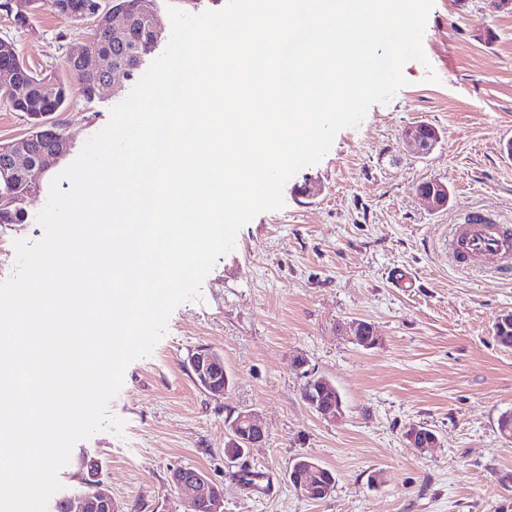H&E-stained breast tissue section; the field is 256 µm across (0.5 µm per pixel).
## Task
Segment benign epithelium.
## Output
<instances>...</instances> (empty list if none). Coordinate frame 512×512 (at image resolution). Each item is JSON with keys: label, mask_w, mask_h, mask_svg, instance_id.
I'll return each mask as SVG.
<instances>
[{"label": "benign epithelium", "mask_w": 512, "mask_h": 512, "mask_svg": "<svg viewBox=\"0 0 512 512\" xmlns=\"http://www.w3.org/2000/svg\"><path fill=\"white\" fill-rule=\"evenodd\" d=\"M97 65L105 74L103 90L114 85L115 77H127L125 69L116 66L112 57L98 56ZM32 73L28 66L10 69L0 79V92L16 84L20 78ZM44 130L40 136L27 134L0 146V180L9 182L17 175L20 166H26L28 186L19 194L0 195V213L15 210L25 214L27 200L40 191L39 178L53 164L64 157L65 148L71 146L70 135L66 131H57L49 119L40 123ZM405 139L410 147L421 154L430 152L439 142L438 130L427 124H418L405 131ZM417 194L432 210L448 206V186L439 180L427 181V187ZM345 335L356 344L371 348L376 345L375 327L365 320H353L345 326ZM188 366L195 382L213 395H223L230 386V378L224 370V358L209 349H199L190 355ZM303 385L304 401L310 409L332 422L340 420L344 410L340 394L334 384L326 377L312 372L306 373ZM228 431L227 458L236 461L240 451L255 448L262 444L266 431L256 413L239 411L226 422ZM406 440L412 448H428L438 443V436L425 434L419 427H412L406 434ZM80 473L84 490L68 497L71 512H118V506L112 496L100 489L101 464L95 458H84L80 462ZM288 483L297 491L310 497L315 493L322 496L331 494L336 485L335 476L321 463L311 457L294 459L287 469ZM172 481L181 489L192 493V508L202 501L209 505L210 512H224V488L214 483L206 472L194 467H178L172 472Z\"/></svg>", "instance_id": "obj_1"}]
</instances>
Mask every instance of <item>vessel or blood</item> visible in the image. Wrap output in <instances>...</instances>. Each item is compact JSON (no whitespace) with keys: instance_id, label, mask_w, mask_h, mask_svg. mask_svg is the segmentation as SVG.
<instances>
[{"instance_id":"vessel-or-blood-1","label":"vessel or blood","mask_w":512,"mask_h":512,"mask_svg":"<svg viewBox=\"0 0 512 512\" xmlns=\"http://www.w3.org/2000/svg\"><path fill=\"white\" fill-rule=\"evenodd\" d=\"M449 247L461 260L512 269V224L490 218L482 210H470L455 224Z\"/></svg>"}]
</instances>
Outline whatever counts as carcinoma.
<instances>
[{"mask_svg":"<svg viewBox=\"0 0 512 512\" xmlns=\"http://www.w3.org/2000/svg\"><path fill=\"white\" fill-rule=\"evenodd\" d=\"M48 7L55 14L68 20L73 26L81 27L82 17L78 12L92 10L102 0H45ZM111 7H125L131 12L132 23L127 32L119 37L112 34V28L100 21L98 32L95 33L93 54L103 52L115 57L119 65L129 72L136 71L145 58L151 54L159 41L152 30L149 15L152 14L150 0H108ZM66 66L82 96L92 101L98 98V90L103 76L89 62H66ZM52 84L56 86V93L50 97L42 92V86ZM71 94V87L65 81L53 76H36L25 80L9 98L8 103L16 112L26 115L29 122L37 121V117L50 114L55 115L64 110Z\"/></svg>","mask_w":512,"mask_h":512,"instance_id":"obj_1","label":"carcinoma"}]
</instances>
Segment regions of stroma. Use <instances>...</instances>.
<instances>
[{"instance_id": "stroma-1", "label": "stroma", "mask_w": 512, "mask_h": 512, "mask_svg": "<svg viewBox=\"0 0 512 512\" xmlns=\"http://www.w3.org/2000/svg\"><path fill=\"white\" fill-rule=\"evenodd\" d=\"M82 37L46 7L24 25L0 10V38L44 75L68 80L65 61ZM422 43L427 61L404 66L406 85L287 181L284 207L240 229L199 297L179 305L152 353L127 367L108 406L124 420L122 434L78 442L58 475L62 493L79 489V463L92 457L120 512H186L171 481L179 466L223 484L224 512H512V439L498 425L512 413V348L493 337L496 318L512 312V274L461 268L448 255L462 209L512 218V10L435 0ZM132 88L119 79L93 101L72 91L56 114L71 150L43 175L24 223L0 224V281L15 270L14 240L42 238L37 215L54 176ZM418 123L440 133L426 155L404 142ZM432 179L450 192L437 211L415 190ZM355 319L376 327L377 345L342 335ZM203 347L224 358V396L199 388L186 366ZM297 356L338 389L340 421L304 403ZM241 410L256 411L267 430L244 458L248 485L236 477L243 464L224 455L225 421ZM415 425L438 444L410 448ZM299 455L334 472L330 496L311 500L289 486L286 469ZM378 470L387 481L375 487Z\"/></svg>"}]
</instances>
